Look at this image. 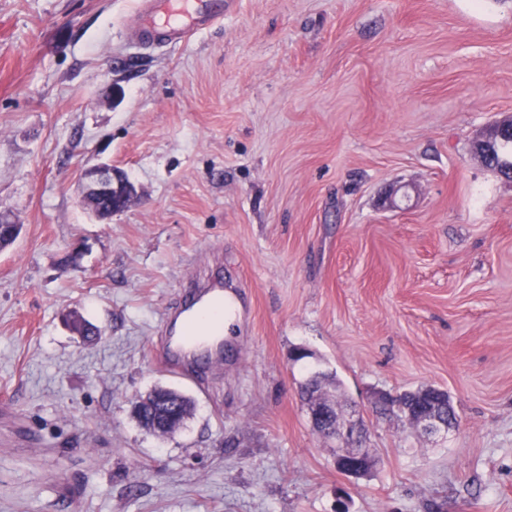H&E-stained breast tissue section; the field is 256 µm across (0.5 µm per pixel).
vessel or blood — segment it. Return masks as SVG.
Here are the masks:
<instances>
[{"label": "vessel or blood", "mask_w": 512, "mask_h": 512, "mask_svg": "<svg viewBox=\"0 0 512 512\" xmlns=\"http://www.w3.org/2000/svg\"><path fill=\"white\" fill-rule=\"evenodd\" d=\"M230 7L231 0H142L137 37L161 46L182 44L223 20ZM235 299L234 289L226 287L223 278L187 283L183 298L163 313L155 342V363L195 386L201 383L197 371L201 357H208L211 368H223V343H200L195 335L203 314L233 309Z\"/></svg>", "instance_id": "b4317fda"}]
</instances>
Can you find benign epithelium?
Here are the masks:
<instances>
[{"label": "benign epithelium", "mask_w": 512, "mask_h": 512, "mask_svg": "<svg viewBox=\"0 0 512 512\" xmlns=\"http://www.w3.org/2000/svg\"><path fill=\"white\" fill-rule=\"evenodd\" d=\"M512 133V115L488 125L474 142V153L485 165L498 152L502 135ZM82 194L80 204L99 219H110L123 211L134 194V186L112 165L98 163L86 167L81 173ZM396 412L414 423L422 432L438 436L448 431L453 423V413L440 418L429 412L411 414L400 404H394ZM365 426L359 419L343 414L330 429L328 438L336 442L334 457L336 469L348 476L357 475L364 467L374 464L369 450L363 447Z\"/></svg>", "instance_id": "obj_1"}]
</instances>
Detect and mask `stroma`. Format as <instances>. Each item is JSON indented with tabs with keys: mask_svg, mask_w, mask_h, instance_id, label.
<instances>
[{
	"mask_svg": "<svg viewBox=\"0 0 512 512\" xmlns=\"http://www.w3.org/2000/svg\"><path fill=\"white\" fill-rule=\"evenodd\" d=\"M139 4L0 0V512H512V181L473 151L512 113V0H235L162 49ZM99 162L137 190L105 221ZM216 252L244 304L199 390L153 343ZM160 386L195 402L165 436L132 415ZM426 386L447 434L380 414ZM81 180L80 204L99 219H110L123 211L135 191L134 186L107 163L86 167ZM341 414L342 419L336 421L326 436L333 442L336 441V455L334 457L336 468L348 476L357 474L366 466L374 464V458L368 448H363L365 426L360 419H354L353 415Z\"/></svg>",
	"mask_w": 512,
	"mask_h": 512,
	"instance_id": "35a3bbf8",
	"label": "stroma"
}]
</instances>
